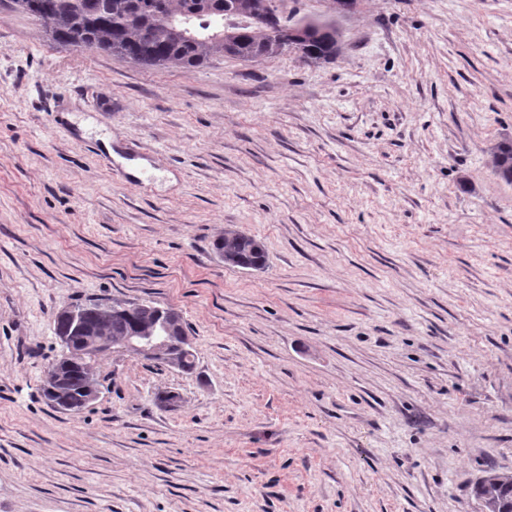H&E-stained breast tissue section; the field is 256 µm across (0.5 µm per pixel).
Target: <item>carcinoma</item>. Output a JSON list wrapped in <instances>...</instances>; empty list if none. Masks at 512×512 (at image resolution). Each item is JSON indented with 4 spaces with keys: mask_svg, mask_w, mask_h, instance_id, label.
Returning <instances> with one entry per match:
<instances>
[{
    "mask_svg": "<svg viewBox=\"0 0 512 512\" xmlns=\"http://www.w3.org/2000/svg\"><path fill=\"white\" fill-rule=\"evenodd\" d=\"M25 12L53 28L52 40L79 49L115 53L139 65L196 68L212 57L227 55L254 61L286 51L289 27L302 23L296 52L310 65L336 59V27L319 17L296 20L279 16L278 0H26ZM241 18L247 24L224 40V21ZM496 176L512 183V143L499 144L492 154ZM224 263L241 269L265 268L264 245L238 230H227L213 243ZM84 328H95L114 340L149 327L156 307L134 309L128 316L92 303L81 307ZM85 377L78 368L64 373V387L75 398ZM485 484L472 488L474 497L489 498L497 512H512V476L493 468L484 471Z\"/></svg>",
    "mask_w": 512,
    "mask_h": 512,
    "instance_id": "1",
    "label": "carcinoma"
}]
</instances>
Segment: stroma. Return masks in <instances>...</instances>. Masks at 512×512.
Segmentation results:
<instances>
[{"label": "stroma", "instance_id": "stroma-1", "mask_svg": "<svg viewBox=\"0 0 512 512\" xmlns=\"http://www.w3.org/2000/svg\"><path fill=\"white\" fill-rule=\"evenodd\" d=\"M336 23L330 64L187 70L0 0V512H477L512 473V0ZM91 300L178 309L195 372L111 352L94 403L48 406ZM492 168L496 176L512 183V143H500L492 154ZM217 254H223L224 264L241 269L265 268L268 255L264 245L254 237L238 230H227L213 243ZM490 480L481 485H474L472 493L475 498H489L495 502L497 512H512V477L499 473L493 468L484 471Z\"/></svg>", "mask_w": 512, "mask_h": 512}]
</instances>
